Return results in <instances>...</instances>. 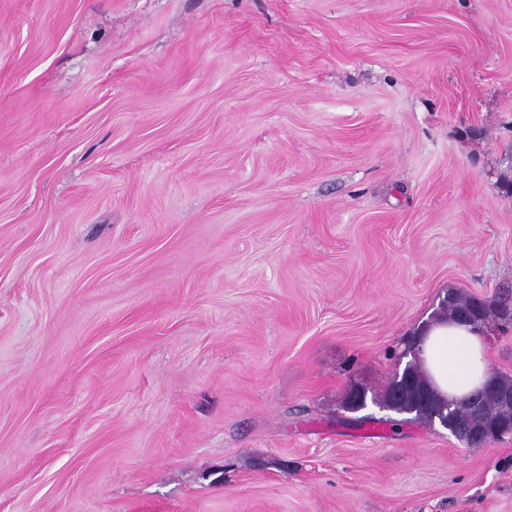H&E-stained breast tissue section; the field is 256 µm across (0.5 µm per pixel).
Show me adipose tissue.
I'll list each match as a JSON object with an SVG mask.
<instances>
[{"label":"adipose tissue","instance_id":"1","mask_svg":"<svg viewBox=\"0 0 512 512\" xmlns=\"http://www.w3.org/2000/svg\"><path fill=\"white\" fill-rule=\"evenodd\" d=\"M414 352L429 385L441 396L463 399L489 376L479 332L450 320L414 335Z\"/></svg>","mask_w":512,"mask_h":512}]
</instances>
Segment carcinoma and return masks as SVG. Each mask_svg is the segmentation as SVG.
<instances>
[{"label":"carcinoma","mask_w":512,"mask_h":512,"mask_svg":"<svg viewBox=\"0 0 512 512\" xmlns=\"http://www.w3.org/2000/svg\"><path fill=\"white\" fill-rule=\"evenodd\" d=\"M480 302L482 299L478 297L452 293L448 295V301L441 303L433 318L456 321L462 313L475 309ZM511 391L512 379L495 377L494 390L482 398V410L489 422L512 421V404L500 397V394ZM373 402L384 408L409 414L410 422L426 425L433 424L435 414L444 407L443 400L424 388L418 365L413 361L406 365L400 377L393 379L384 395L373 398Z\"/></svg>","instance_id":"cac0c4a2"}]
</instances>
